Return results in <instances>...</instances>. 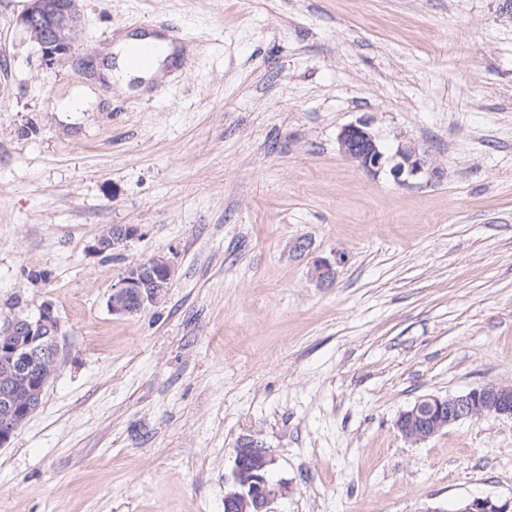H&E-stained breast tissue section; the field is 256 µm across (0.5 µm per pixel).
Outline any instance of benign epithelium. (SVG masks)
Wrapping results in <instances>:
<instances>
[{"label": "benign epithelium", "mask_w": 512, "mask_h": 512, "mask_svg": "<svg viewBox=\"0 0 512 512\" xmlns=\"http://www.w3.org/2000/svg\"><path fill=\"white\" fill-rule=\"evenodd\" d=\"M77 0H32L20 23L40 46L48 62L75 53V34L79 26ZM375 118L366 113L343 127L337 136L342 157L366 173L377 176L387 172L395 183L409 187L422 176L436 178L440 169L416 145L400 141L389 153L374 130ZM135 229L117 225L99 240L100 250H116L133 238ZM174 265L166 254L127 266L119 281L112 285L107 306L112 314H140L164 299L172 282ZM60 324L53 307L45 304L36 316L18 317L0 328V362L17 361L24 366L27 384L23 402L15 400V386L6 380L0 384V447L8 445L41 405L44 378L33 370L57 368L61 353ZM486 415L512 418V384L487 383L463 394L430 396L400 414L396 427L403 438L418 443L463 420ZM275 458L270 450L252 436L242 437L235 450L231 476L225 482L224 512H268V505L279 495L280 485L271 478ZM422 512H512V499L492 496L467 499L451 511L426 507Z\"/></svg>", "instance_id": "7a95c632"}]
</instances>
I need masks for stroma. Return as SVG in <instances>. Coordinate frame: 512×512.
<instances>
[{
    "label": "stroma",
    "mask_w": 512,
    "mask_h": 512,
    "mask_svg": "<svg viewBox=\"0 0 512 512\" xmlns=\"http://www.w3.org/2000/svg\"><path fill=\"white\" fill-rule=\"evenodd\" d=\"M78 5L75 54L47 66L0 0V326L51 304L63 348L0 448V512H224L246 434L276 458L270 512L512 498V419L417 444L395 426L512 382V0ZM170 24L188 61L164 80L97 74L104 33ZM366 113L442 176L343 158ZM113 225L137 233L100 251ZM160 252L162 304L112 315ZM173 275L174 265L166 254L129 264L112 285L107 301L109 310L112 315L128 316L156 307L164 299Z\"/></svg>",
    "instance_id": "35a3bbf8"
}]
</instances>
